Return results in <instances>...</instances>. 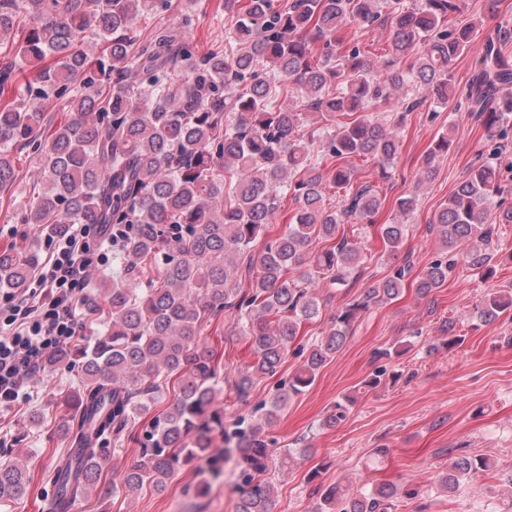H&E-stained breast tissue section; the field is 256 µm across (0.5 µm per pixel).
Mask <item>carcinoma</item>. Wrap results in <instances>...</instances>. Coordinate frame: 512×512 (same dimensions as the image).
Instances as JSON below:
<instances>
[{
	"label": "carcinoma",
	"mask_w": 512,
	"mask_h": 512,
	"mask_svg": "<svg viewBox=\"0 0 512 512\" xmlns=\"http://www.w3.org/2000/svg\"><path fill=\"white\" fill-rule=\"evenodd\" d=\"M193 2L185 0L178 26L156 29L140 46V22L170 0H0V50H7L0 88L23 65H40L0 106V192L16 185L15 158L23 155L31 191L20 194V223L45 238L71 224L123 232L117 250L125 278L100 281L86 305L105 314V327L85 347L63 348L49 361L52 369L81 371L64 425L67 460L50 478L52 512H68L93 491L102 501L161 492L191 462L202 475L201 495L230 461L240 481L234 512H271L274 485L266 474L297 461L286 448L268 447L274 418L314 383L363 313L399 296L410 263L336 310L264 416L242 418L229 431L216 402L226 385L245 400L274 376L301 324L319 316L321 291L359 273L364 255L344 226L373 223L381 197L356 183L348 159L371 158L388 177L403 114L429 99L448 105L453 62L472 42L471 27L443 28L461 0H248L242 8L224 0V10L239 15L230 40L200 54L183 35ZM351 18L365 27L391 24L385 55L343 42ZM479 63L472 111L505 149L512 95L493 110L484 102L492 88L512 83V68L489 46ZM277 81L287 85L286 106L274 104ZM393 96L401 104L396 115H366ZM53 98L69 112L57 125L45 112ZM449 144L445 134L435 141L426 176ZM331 189L343 192L335 207ZM502 192L498 164L469 172L434 219L443 252L457 250L471 269L491 271L497 225L512 224V209L495 201ZM288 195L296 211L287 230L268 239ZM405 232L401 221L384 224L381 238L394 253ZM454 265L431 262L419 295L442 287ZM38 266L35 249H1L0 291L24 290ZM511 311L512 291H493L478 316L493 322ZM222 313L254 355L230 380L202 339ZM169 393L166 409L133 436L138 458L107 470L109 445H122ZM489 468L486 456H454L437 484L452 493ZM29 481L26 465L1 463L0 501L21 497ZM315 493L314 512H396L397 499L418 496L392 484L357 494L320 484Z\"/></svg>",
	"instance_id": "cac0c4a2"
}]
</instances>
